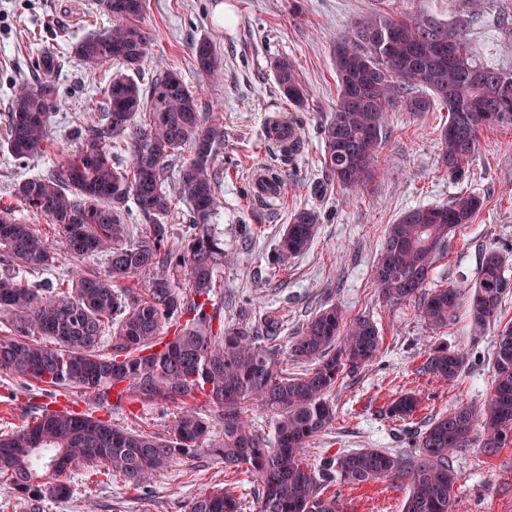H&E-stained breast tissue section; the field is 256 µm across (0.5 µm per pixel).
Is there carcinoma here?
Segmentation results:
<instances>
[{
	"mask_svg": "<svg viewBox=\"0 0 512 512\" xmlns=\"http://www.w3.org/2000/svg\"><path fill=\"white\" fill-rule=\"evenodd\" d=\"M95 6L112 26L75 42L71 55L90 69L111 63L121 71L103 89L99 116H74L76 149L14 189L27 211L54 226L56 239L0 208V257L7 262L0 312L11 315L9 328L0 330V371L54 390L74 389L100 407L110 396L113 410L136 400L177 404L181 412L168 434L157 436L45 405L26 427L0 434V483L27 496L29 512H40L44 500L70 496L66 474L79 464L101 463L139 488L175 460L204 452L224 471L256 481L258 512H339V495L329 490L378 481L406 485L403 512H450L458 482L454 461L473 446L475 422L483 430L480 452L493 456L512 445V324L494 341L491 393L482 408L459 402L429 418L402 451L363 448L311 463L306 449L335 420L330 395L337 381L377 358V326L334 304L287 342L273 314L224 322L215 296L218 270L229 258L211 224L222 206L213 160L224 144V113L206 110L199 92L173 71L147 87L129 75L147 58V0H95ZM191 53L199 76L219 75L211 38L193 42ZM57 65L44 55L43 77L12 100L0 147L20 163L50 146L49 119L60 100L52 79ZM271 65L284 98L301 107L306 89L293 62L281 56ZM508 79L511 71L473 59L461 21L401 13L358 22L336 46L338 96L324 126V165L339 187H367L376 177L377 149L361 148L362 136L372 132L381 141L389 113L401 108L419 115L439 104L449 115L440 136L441 166L462 180L480 130L512 125V94L503 96ZM186 151L190 158L172 168ZM122 153L129 155L124 166L115 162ZM131 200L143 219L138 226L128 223ZM177 200L189 210L174 241L167 218ZM483 205L478 194H460L448 204L409 209L388 225L373 267L379 298L416 304L419 317L437 328L447 327L465 303L477 326L498 322L512 279L496 248L481 257L470 294L456 286L429 288L451 233L472 223ZM319 220L313 209L294 211L272 267L306 251ZM92 256L104 258L103 267L85 264ZM27 275L39 277L36 285L25 283ZM141 276L148 277L141 293L120 287ZM166 324L173 327L169 336L162 333ZM286 356L306 369L282 374ZM467 362L465 352L437 346L421 371L453 382ZM419 403L409 392L386 412L406 419ZM254 406L274 415L270 433L250 426ZM210 418L224 425L217 442L208 438ZM235 489L231 483L201 494L191 512H241Z\"/></svg>",
	"mask_w": 512,
	"mask_h": 512,
	"instance_id": "cac0c4a2",
	"label": "carcinoma"
}]
</instances>
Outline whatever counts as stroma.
Wrapping results in <instances>:
<instances>
[{
  "mask_svg": "<svg viewBox=\"0 0 512 512\" xmlns=\"http://www.w3.org/2000/svg\"><path fill=\"white\" fill-rule=\"evenodd\" d=\"M400 12L445 23L464 19L475 56L486 65L512 70V0H148L144 17L152 40L140 82L166 70L180 72L213 111L224 115V147L214 161L223 173V205L213 224L233 257L220 271L225 297L251 298V315H278L288 337L330 304L350 316H369L382 337L378 359L332 393L336 421L308 448L314 463L339 451L400 450L407 433L430 417L461 400L481 405L491 392L493 328L477 327L464 307L448 327H431L414 305L383 303L372 268L388 224L402 212L445 204L463 193L479 194L484 207L474 223L451 236L434 265L433 286H472L487 248L512 252V126L482 131L470 175L460 183L439 165V138L448 120L439 107L418 116L391 113L377 154V175L367 188H339L321 163L323 127L337 100V43L356 22ZM110 25L109 18L96 13L94 0H0V141L6 137V112L15 92L41 75V54L68 58L56 73L61 104L49 119L48 153L21 164L0 149V205L11 202L22 178L61 162L73 150L71 116L98 96L113 68L88 69L70 58V48ZM203 36L214 40L221 61V76L214 83L197 78L192 69L190 47ZM280 56L293 61L307 88L302 108L290 106L279 91L271 61ZM281 111L303 141L290 157L281 156L266 139L269 120ZM259 167L279 175L283 189L278 198L255 197L251 174ZM303 207L319 213L317 235L305 253L272 274L270 263L282 233L294 210ZM438 344L468 353V366L457 381L421 373L428 351ZM407 392L421 397L414 415L387 414L388 404ZM50 402L161 435L176 413L172 406L141 402L124 411H105L76 391L49 395L36 383L0 372V433L25 427L36 407ZM455 468L459 481L452 512H512V447L492 457L470 450L457 456ZM68 478L71 497L45 500L43 512H190L195 497L223 487L224 466L211 458L177 460L153 479L148 494L106 474L99 463L76 466ZM405 494V487L388 482L346 487L340 510L402 512Z\"/></svg>",
  "mask_w": 512,
  "mask_h": 512,
  "instance_id": "obj_1",
  "label": "stroma"
}]
</instances>
